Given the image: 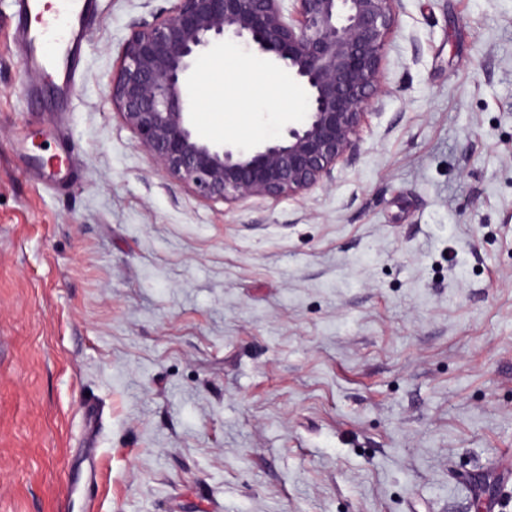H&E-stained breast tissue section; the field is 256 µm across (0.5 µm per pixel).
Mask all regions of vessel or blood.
I'll list each match as a JSON object with an SVG mask.
<instances>
[{
	"instance_id": "1",
	"label": "vessel or blood",
	"mask_w": 512,
	"mask_h": 512,
	"mask_svg": "<svg viewBox=\"0 0 512 512\" xmlns=\"http://www.w3.org/2000/svg\"><path fill=\"white\" fill-rule=\"evenodd\" d=\"M13 7L24 68L39 71L54 66L56 95L68 100L96 0H14Z\"/></svg>"
}]
</instances>
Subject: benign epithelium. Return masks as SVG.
<instances>
[{"instance_id": "obj_1", "label": "benign epithelium", "mask_w": 512, "mask_h": 512, "mask_svg": "<svg viewBox=\"0 0 512 512\" xmlns=\"http://www.w3.org/2000/svg\"><path fill=\"white\" fill-rule=\"evenodd\" d=\"M175 0L140 22L112 78V106L154 162L197 196L236 204L299 195L356 154L380 103L381 60L397 0ZM226 40L269 56L304 89L300 120L248 147L203 139L192 122L195 59Z\"/></svg>"}]
</instances>
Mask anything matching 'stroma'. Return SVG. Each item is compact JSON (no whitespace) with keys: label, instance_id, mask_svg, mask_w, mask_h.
<instances>
[{"label":"stroma","instance_id":"1","mask_svg":"<svg viewBox=\"0 0 512 512\" xmlns=\"http://www.w3.org/2000/svg\"><path fill=\"white\" fill-rule=\"evenodd\" d=\"M172 5L100 0L60 106L0 0V512H512V0H398L353 161L234 205L112 108ZM194 71L201 137L299 117Z\"/></svg>","mask_w":512,"mask_h":512}]
</instances>
